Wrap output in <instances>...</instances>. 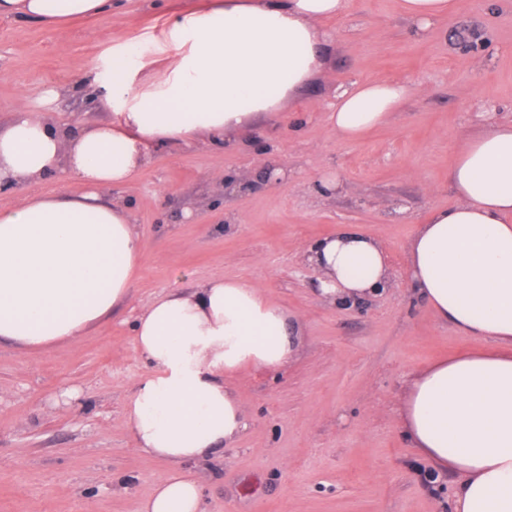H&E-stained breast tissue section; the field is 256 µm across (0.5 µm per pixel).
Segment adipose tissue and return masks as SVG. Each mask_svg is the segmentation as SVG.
I'll use <instances>...</instances> for the list:
<instances>
[{
  "instance_id": "obj_1",
  "label": "adipose tissue",
  "mask_w": 512,
  "mask_h": 512,
  "mask_svg": "<svg viewBox=\"0 0 512 512\" xmlns=\"http://www.w3.org/2000/svg\"><path fill=\"white\" fill-rule=\"evenodd\" d=\"M112 0H0V17L47 26L110 10ZM350 0H218L176 21L173 62L137 80L132 48L113 52L112 119L80 133L49 118L60 96L44 90L0 126V184L62 176L64 190L0 210V341L42 350L74 341L128 298L142 237L113 187L160 146L221 139L292 102L323 66V21ZM402 81L351 82L326 113L346 140L385 123L409 98ZM454 206L431 211L407 248L412 290L487 350L435 361L412 378L399 420L435 474L457 480L452 512H512V123L490 124L459 151ZM329 302L369 299L392 280L376 240L343 226L308 246ZM304 323L261 287L213 279L149 301L135 343L149 366L125 410L139 448L174 462L138 512H202L193 463L246 429L226 384L243 366L277 369L294 356Z\"/></svg>"
}]
</instances>
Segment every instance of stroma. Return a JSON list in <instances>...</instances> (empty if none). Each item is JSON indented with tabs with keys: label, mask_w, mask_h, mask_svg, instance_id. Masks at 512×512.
Instances as JSON below:
<instances>
[{
	"label": "stroma",
	"mask_w": 512,
	"mask_h": 512,
	"mask_svg": "<svg viewBox=\"0 0 512 512\" xmlns=\"http://www.w3.org/2000/svg\"><path fill=\"white\" fill-rule=\"evenodd\" d=\"M213 0H112L109 13L47 28L0 21V124L54 84L65 127L111 120L95 91L115 49L164 61L179 14ZM325 63L296 102L216 144L199 139L151 155L113 188L128 202L145 252L131 294L74 344L0 343V512H137L173 463L139 450L124 423L147 373L134 320L154 297L217 278L258 284L302 317L281 368L228 377L244 410L239 439L196 469L204 512H450L452 475L429 485L398 411L410 378L441 358L483 349L410 288L407 243L429 211L456 202L457 153L491 122H512V0H459L411 33L400 0H351L327 21ZM406 81L410 99L356 141L323 108L358 80ZM284 170L277 182L266 168ZM337 192L312 189L318 173ZM350 226L386 249L393 284L360 304L333 305L304 248Z\"/></svg>",
	"instance_id": "stroma-1"
}]
</instances>
